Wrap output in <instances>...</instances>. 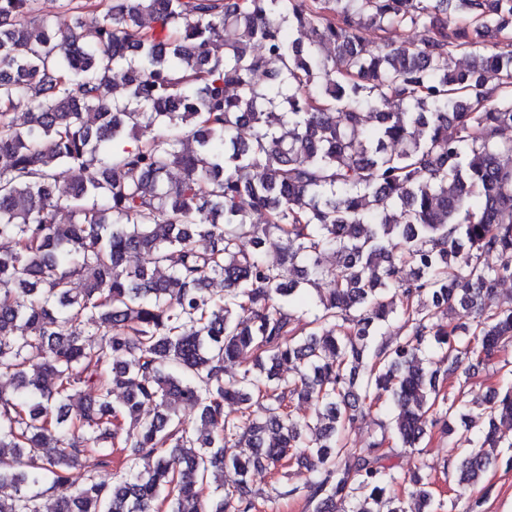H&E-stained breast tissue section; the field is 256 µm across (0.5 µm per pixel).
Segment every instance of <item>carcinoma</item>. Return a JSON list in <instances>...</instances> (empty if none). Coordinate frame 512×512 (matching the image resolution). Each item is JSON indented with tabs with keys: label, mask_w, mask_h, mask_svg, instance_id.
Masks as SVG:
<instances>
[{
	"label": "carcinoma",
	"mask_w": 512,
	"mask_h": 512,
	"mask_svg": "<svg viewBox=\"0 0 512 512\" xmlns=\"http://www.w3.org/2000/svg\"><path fill=\"white\" fill-rule=\"evenodd\" d=\"M33 4L0 0V512H259L256 471L311 512H442L387 435L347 447L382 399L405 448L478 428L447 471L478 485L512 385L468 408L447 385L512 344V0H108L93 26Z\"/></svg>",
	"instance_id": "obj_1"
}]
</instances>
